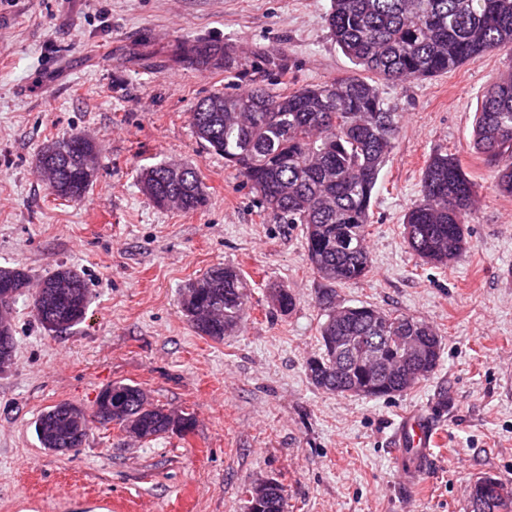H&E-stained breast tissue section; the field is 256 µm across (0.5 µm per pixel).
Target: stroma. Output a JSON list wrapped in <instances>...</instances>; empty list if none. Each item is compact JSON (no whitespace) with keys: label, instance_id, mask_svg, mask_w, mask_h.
Instances as JSON below:
<instances>
[{"label":"stroma","instance_id":"35a3bbf8","mask_svg":"<svg viewBox=\"0 0 512 512\" xmlns=\"http://www.w3.org/2000/svg\"><path fill=\"white\" fill-rule=\"evenodd\" d=\"M331 0H0V266L40 279L57 265L83 273L84 321L45 332L29 292L13 306L16 353L0 372V512H247L244 489L282 484L285 512H470L469 487L492 474L512 487V197L493 191L472 150L482 92L512 69L497 50L430 80L384 83L404 127L373 199L369 276L336 288L429 323L440 365L400 395L370 399L315 387L321 281L298 224H272L257 198L205 149L191 112L223 91V69L178 63L172 49L203 38L253 58L284 57L278 90L351 73L331 38ZM92 136L100 170L78 202L49 193L43 146ZM436 152L454 154L477 185L467 251L422 263L403 219ZM196 168L208 204L161 209L140 173L160 163ZM239 270L249 314L224 340L199 336L179 301L216 265ZM296 299L286 314L269 290ZM140 387L151 403L191 414V433L150 441L111 425L78 452L44 450L39 414L68 401L91 407L107 386ZM430 411L440 433L432 463L407 486L389 453L394 424Z\"/></svg>","mask_w":512,"mask_h":512}]
</instances>
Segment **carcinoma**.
Masks as SVG:
<instances>
[{
  "mask_svg": "<svg viewBox=\"0 0 512 512\" xmlns=\"http://www.w3.org/2000/svg\"><path fill=\"white\" fill-rule=\"evenodd\" d=\"M326 22L332 39L355 66L351 75L320 84L276 92L252 81L243 92H217L198 101L192 112L197 137L224 157L261 201L275 224L303 226L308 260L323 281L317 303L324 311L321 352L307 361L311 382L331 393L347 392L358 378L348 345L355 338H379L390 350L392 337L424 336L419 363L423 375L439 366L442 342L428 323L412 316L372 308L350 309L336 303V286L366 278L371 270L367 227L379 175L402 129L403 115L393 111L380 92L383 82L400 83L446 74L483 54L512 49V0H331ZM178 56L197 68L224 67L247 75L257 64L230 54L219 44L194 40L176 46ZM473 148L496 171L493 188L512 196V70L500 74L481 95L473 128ZM93 146L74 133L47 143L39 163H49L50 193L81 200L94 179L85 171ZM142 182L159 207L190 212L204 207L207 193L194 168L183 165L173 176L159 164L144 169ZM476 201V185L453 155L435 153L422 175L419 197L404 217V239L424 263L446 266L467 249V218ZM0 281L17 290L29 287L20 267L0 266ZM55 290L34 314L42 328L70 330L86 314L88 288L80 273L65 265L41 277L35 291ZM275 308L295 306L286 288H275ZM250 289L240 271L215 266L188 284L181 311L195 332L215 341L237 330L248 310ZM381 398L407 391L416 379L392 369L373 374ZM124 398L120 427L133 428L144 440L177 431L188 433L194 420L146 404L142 390L115 383L98 394L88 409L69 402L55 404L35 421L42 448L57 452L80 448L106 407L105 394ZM471 497L472 512H512V491L501 482L479 478ZM262 512H284L280 484L260 502Z\"/></svg>",
  "mask_w": 512,
  "mask_h": 512,
  "instance_id": "cac0c4a2",
  "label": "carcinoma"
}]
</instances>
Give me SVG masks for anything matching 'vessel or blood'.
I'll return each instance as SVG.
<instances>
[{
    "label": "vessel or blood",
    "mask_w": 512,
    "mask_h": 512,
    "mask_svg": "<svg viewBox=\"0 0 512 512\" xmlns=\"http://www.w3.org/2000/svg\"><path fill=\"white\" fill-rule=\"evenodd\" d=\"M436 430L432 420L420 412L405 414L391 437V453L404 465L406 482L416 481L429 462L435 443Z\"/></svg>",
    "instance_id": "vessel-or-blood-1"
}]
</instances>
